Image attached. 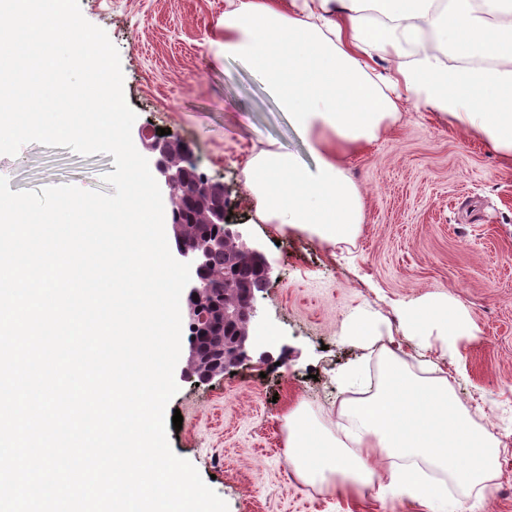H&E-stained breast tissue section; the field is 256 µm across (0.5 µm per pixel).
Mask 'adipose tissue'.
Instances as JSON below:
<instances>
[{"mask_svg":"<svg viewBox=\"0 0 512 512\" xmlns=\"http://www.w3.org/2000/svg\"><path fill=\"white\" fill-rule=\"evenodd\" d=\"M416 54H409V47ZM224 54L272 88L313 157L305 162L274 141L250 156L244 184L267 224H287L329 244L354 239L362 196L345 158L376 139L397 109L390 90L440 121L479 135L512 159V0H224ZM486 54L493 68L451 67L443 55ZM387 62L388 73L378 71ZM420 299L404 308L405 325L458 335L460 317ZM406 369L386 351L376 385L359 364L337 374L361 396L345 408L352 427L320 428L303 409L286 418L288 461L307 484L335 492L385 483L433 508L440 492L417 463L447 471L466 463L469 488H486L497 468L495 437L477 425L447 378ZM396 457L405 466L393 465ZM388 461L377 472L378 461Z\"/></svg>","mask_w":512,"mask_h":512,"instance_id":"1","label":"adipose tissue"}]
</instances>
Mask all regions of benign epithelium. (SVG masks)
Wrapping results in <instances>:
<instances>
[{"label": "benign epithelium", "mask_w": 512, "mask_h": 512, "mask_svg": "<svg viewBox=\"0 0 512 512\" xmlns=\"http://www.w3.org/2000/svg\"><path fill=\"white\" fill-rule=\"evenodd\" d=\"M137 136L152 154L154 178L170 202L169 239L172 249L179 261L191 264V279L183 291L185 319L199 334L208 336L217 322L238 314L236 310L210 307V299L219 288L210 277L213 258L224 254V247L234 245L260 265L266 282L271 276V266L263 252L245 237L239 224L226 220L228 213L223 183H207L206 193L211 203L201 211L188 209L178 196V190L188 179L185 157L191 148L185 142L161 136L148 125L139 127ZM202 358L199 345H191L182 368L185 379L204 383L224 373V364L211 362L204 365Z\"/></svg>", "instance_id": "7a95c632"}]
</instances>
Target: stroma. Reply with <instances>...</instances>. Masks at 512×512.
Listing matches in <instances>:
<instances>
[{"label": "stroma", "mask_w": 512, "mask_h": 512, "mask_svg": "<svg viewBox=\"0 0 512 512\" xmlns=\"http://www.w3.org/2000/svg\"><path fill=\"white\" fill-rule=\"evenodd\" d=\"M84 18L117 47L123 90L136 125L171 130L190 144L202 172L223 182L228 208L264 253L271 278L257 295L269 343L251 348L232 372L202 384L181 378L168 403L181 429L175 455L194 465L228 512H422L394 491L329 493L301 482L283 449L284 417L304 407L335 426L355 393L336 374L364 362L377 374L383 347L399 344L418 370L439 363L464 404L480 402L483 425L501 443L496 477L483 496L462 469L427 470L445 488L437 512H512V165L473 133L411 103L379 137L344 161L363 194L353 243L330 246L263 223L243 168L269 140L304 161L312 156L287 112L238 60L225 57L224 0H79ZM106 154L28 143L0 155L13 191L73 184L113 193ZM445 298L465 316L466 333L442 357L440 336L403 328L397 306ZM362 314L377 326L371 346L346 336Z\"/></svg>", "instance_id": "35a3bbf8"}]
</instances>
